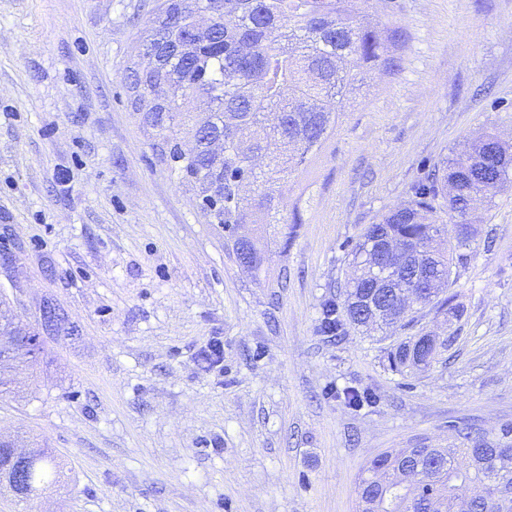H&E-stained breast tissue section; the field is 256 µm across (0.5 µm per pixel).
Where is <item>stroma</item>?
<instances>
[{
  "instance_id": "1",
  "label": "stroma",
  "mask_w": 512,
  "mask_h": 512,
  "mask_svg": "<svg viewBox=\"0 0 512 512\" xmlns=\"http://www.w3.org/2000/svg\"><path fill=\"white\" fill-rule=\"evenodd\" d=\"M157 0H0V295L38 329L71 327L18 360L0 439L42 446L56 482L0 512H356L363 466L390 448L490 445L512 425V188L479 212L454 266L466 315L417 326L448 348L388 365L392 339L318 331L363 229L423 169L486 130L512 140V0H361L359 20L409 35L401 71L367 73L335 135L284 197L302 222L243 269L134 111L127 69ZM220 342L218 364L201 354ZM369 395L348 406L340 391Z\"/></svg>"
}]
</instances>
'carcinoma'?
<instances>
[{"mask_svg": "<svg viewBox=\"0 0 512 512\" xmlns=\"http://www.w3.org/2000/svg\"><path fill=\"white\" fill-rule=\"evenodd\" d=\"M155 26L141 43L148 63L126 76L132 104L154 133L161 161L178 169L201 200H224L206 208L210 222L235 230L238 224H279L284 237L301 223L298 207L280 216L284 189L322 151L350 107V94L365 75L402 68L407 32L394 24L358 22L359 0H157ZM194 142L183 151L179 135ZM258 156L265 169L254 178L243 170ZM512 187V144L491 132L465 143L442 165L412 186L407 203L368 225L351 245L354 267L343 296L323 303L318 330L344 336L349 329L376 326L381 332L414 326L410 304L366 287L369 257L383 242L415 244L407 275L409 294L423 307L460 322L464 306L450 292L454 261L464 259L478 236L470 220L477 206L491 209ZM456 226L455 241L437 226ZM238 263L258 271L268 260L259 238L232 241ZM0 302V337L26 329ZM420 331L388 352L397 371L428 367L441 355L439 343L419 352ZM457 448H412L398 456L385 451L363 467L357 512H512V447L472 446L459 429ZM27 485L36 491L55 474L54 456L32 452ZM473 495L455 502L458 487Z\"/></svg>", "mask_w": 512, "mask_h": 512, "instance_id": "carcinoma-1", "label": "carcinoma"}]
</instances>
